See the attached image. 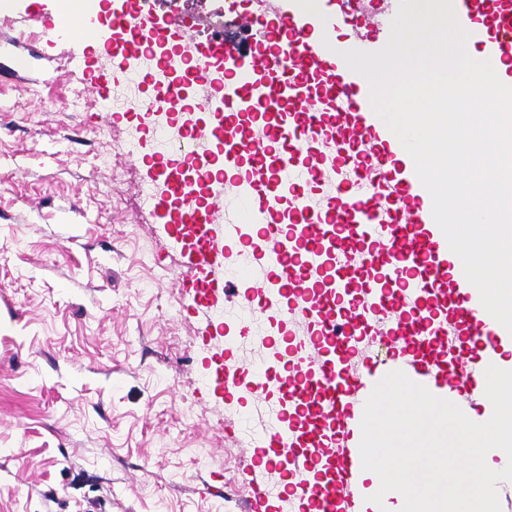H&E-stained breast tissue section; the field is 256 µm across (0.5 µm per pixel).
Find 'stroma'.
<instances>
[{"instance_id": "35a3bbf8", "label": "stroma", "mask_w": 512, "mask_h": 512, "mask_svg": "<svg viewBox=\"0 0 512 512\" xmlns=\"http://www.w3.org/2000/svg\"><path fill=\"white\" fill-rule=\"evenodd\" d=\"M13 0L0 15V512H233L264 494L220 361L225 299L197 306L172 278L188 253L145 207L148 167L113 155L138 133L88 109L82 32L42 36Z\"/></svg>"}]
</instances>
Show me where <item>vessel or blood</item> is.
<instances>
[{"mask_svg":"<svg viewBox=\"0 0 512 512\" xmlns=\"http://www.w3.org/2000/svg\"><path fill=\"white\" fill-rule=\"evenodd\" d=\"M225 0L240 39L214 33L210 64L144 77L157 95L227 110L189 125L153 152L154 212L188 243L198 269L224 261L222 283L242 291L278 337V356L226 370L225 393L245 399L279 386L277 423L254 431V461L285 472L300 512H362L364 404L403 371L479 422L492 415L485 369L512 370V333L466 279L432 216L412 158L374 113L370 85L343 51L384 47L399 0ZM460 27L512 84V0H453ZM125 38L114 65L148 50L146 30L112 16ZM224 213V242L209 233Z\"/></svg>","mask_w":512,"mask_h":512,"instance_id":"1","label":"vessel or blood"}]
</instances>
